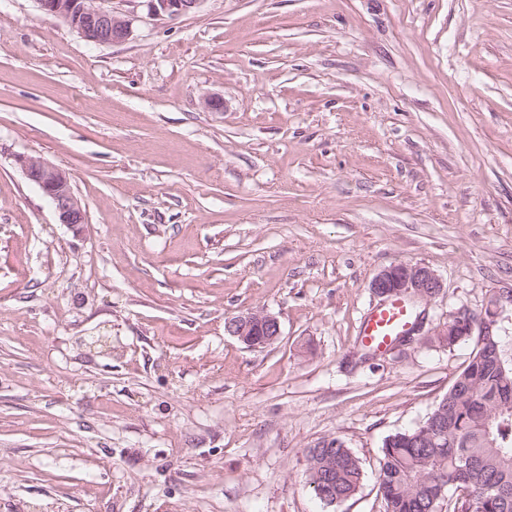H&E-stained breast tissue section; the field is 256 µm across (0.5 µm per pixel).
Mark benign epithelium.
Instances as JSON below:
<instances>
[{
    "mask_svg": "<svg viewBox=\"0 0 512 512\" xmlns=\"http://www.w3.org/2000/svg\"><path fill=\"white\" fill-rule=\"evenodd\" d=\"M46 15L65 22L85 42L95 45L123 43L132 35L123 15L100 5L101 0H35ZM153 16L176 19L196 10L202 0H146ZM25 177L54 205L59 222L71 228L87 223L86 212L75 197L69 174L40 158L22 159ZM370 288L381 301L394 296L429 301L443 290L440 276L421 264L398 263L375 275ZM472 312L464 307L448 314L446 334L467 336L472 332ZM226 332L251 349L266 348L281 336L279 321L263 311L232 317Z\"/></svg>",
    "mask_w": 512,
    "mask_h": 512,
    "instance_id": "obj_1",
    "label": "benign epithelium"
}]
</instances>
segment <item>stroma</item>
Wrapping results in <instances>:
<instances>
[{"mask_svg":"<svg viewBox=\"0 0 512 512\" xmlns=\"http://www.w3.org/2000/svg\"><path fill=\"white\" fill-rule=\"evenodd\" d=\"M103 5L128 41L0 0V512H382L384 439L472 356L449 312L512 295V0ZM398 262L444 288L360 361ZM255 310L281 337L250 350ZM331 438L364 469L338 507L305 478ZM148 11L153 16L176 19L196 10L202 0H145ZM25 177L54 205L59 222L79 229L86 224V212L75 197L69 174L40 158L21 160ZM228 335L236 337L247 348H266L281 336L278 319L263 311H250L232 317L225 328Z\"/></svg>","mask_w":512,"mask_h":512,"instance_id":"obj_1","label":"stroma"}]
</instances>
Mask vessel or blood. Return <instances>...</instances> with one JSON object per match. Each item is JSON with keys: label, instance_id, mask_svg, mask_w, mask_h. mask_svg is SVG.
Wrapping results in <instances>:
<instances>
[{"label": "vessel or blood", "instance_id": "obj_1", "mask_svg": "<svg viewBox=\"0 0 512 512\" xmlns=\"http://www.w3.org/2000/svg\"><path fill=\"white\" fill-rule=\"evenodd\" d=\"M414 324L415 315L410 303L403 298H394L374 307L364 318L360 330L361 341L374 354L383 355Z\"/></svg>", "mask_w": 512, "mask_h": 512}]
</instances>
